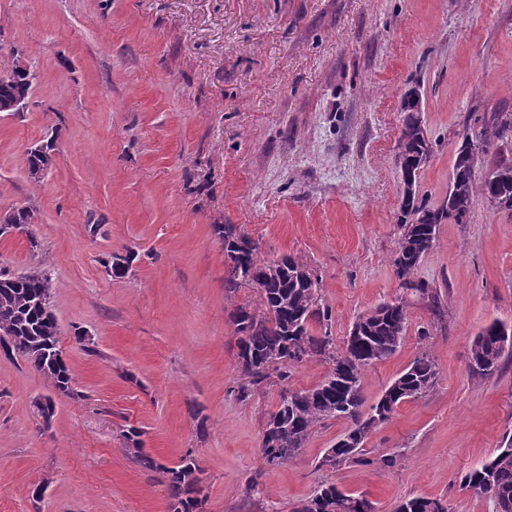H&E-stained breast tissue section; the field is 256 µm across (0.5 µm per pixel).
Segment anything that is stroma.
Instances as JSON below:
<instances>
[{"label":"stroma","mask_w":512,"mask_h":512,"mask_svg":"<svg viewBox=\"0 0 512 512\" xmlns=\"http://www.w3.org/2000/svg\"><path fill=\"white\" fill-rule=\"evenodd\" d=\"M16 52L38 81L27 111L0 112V213L32 209L39 246L0 239V272L50 274L75 393L0 353V512H170L166 470L188 453L206 512H293L310 495L344 422L319 423L281 466L263 462L262 432L283 388L329 365L304 360L241 396L228 313L260 295L226 299L217 224L319 275L335 345L377 304L409 303L405 339L365 370L363 395L376 403L424 351L436 383L371 434L367 464L335 473L344 491L376 512L412 496L492 512L462 478L512 435V352L489 379L468 363L484 326L512 329V213L481 202L440 225L415 274L444 294L436 318L393 266L396 155L413 82L437 141L417 177L432 206L465 128L512 111V0H0V65ZM50 136L56 164L36 183L26 151ZM129 250L112 278L104 260ZM47 396L41 429L33 402Z\"/></svg>","instance_id":"stroma-1"}]
</instances>
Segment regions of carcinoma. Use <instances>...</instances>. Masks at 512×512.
Listing matches in <instances>:
<instances>
[{
    "instance_id": "1",
    "label": "carcinoma",
    "mask_w": 512,
    "mask_h": 512,
    "mask_svg": "<svg viewBox=\"0 0 512 512\" xmlns=\"http://www.w3.org/2000/svg\"><path fill=\"white\" fill-rule=\"evenodd\" d=\"M416 84L402 101L405 116L399 136L397 163L401 173L400 239L393 266L401 285L426 302L431 313L444 314L443 294L413 280L422 258L433 248L439 225L466 221L479 202L497 201V208L512 212V162L501 160L483 174L476 172L479 156L512 142V113L493 112L478 128H468L457 148L448 182V194L437 207L419 198L416 178L433 155V142L419 112ZM214 234L224 242V265L231 269L224 279V292L232 299L238 288L250 286L260 293V307L236 306L229 315L236 336V358L241 372L253 386L266 379V366L277 361L319 357L329 364L324 378L306 389H286L276 410L265 424L261 455L265 464L278 466L296 457L312 431L324 420H342L345 432L324 453L317 470L336 472L349 464L365 462L363 444L388 421L396 408L423 396L438 375L434 360L423 352L385 389L383 397L364 411V371L391 357L404 340L409 305L405 298L383 303L359 317L351 328L352 339L336 351L328 331L329 308L322 303L319 276L296 258L259 256V247L231 224H216ZM136 258L129 251L104 261L108 274L126 277ZM53 287L43 269L23 275L0 274V349L5 356L22 359L48 378L62 396L74 395V377L61 348V330L52 305L42 303L46 289ZM320 334H314V329ZM506 328L493 321L475 336L469 357L470 375L486 379L497 373L504 354L499 342ZM171 499L170 512H204L198 466L187 454L173 467L165 468ZM488 497L494 512H512V436L480 467L468 472L463 487ZM358 496L341 489L336 481L323 478L312 494L294 512H327L334 504L339 512H358ZM448 512L440 499L415 496L402 501L396 512H428L429 504Z\"/></svg>"
}]
</instances>
